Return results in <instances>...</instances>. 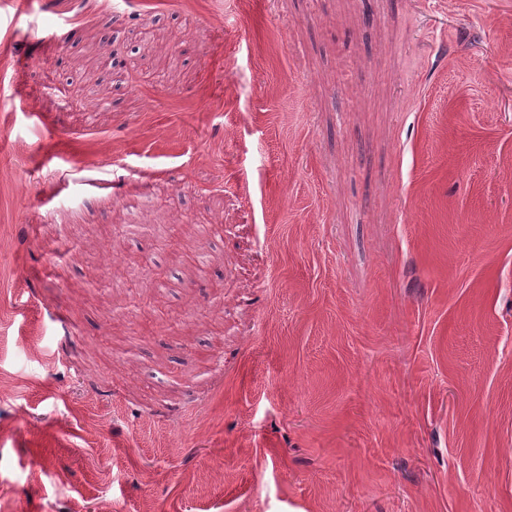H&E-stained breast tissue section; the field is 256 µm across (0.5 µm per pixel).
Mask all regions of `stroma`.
<instances>
[{
    "label": "stroma",
    "mask_w": 512,
    "mask_h": 512,
    "mask_svg": "<svg viewBox=\"0 0 512 512\" xmlns=\"http://www.w3.org/2000/svg\"><path fill=\"white\" fill-rule=\"evenodd\" d=\"M0 0V512H512V0Z\"/></svg>",
    "instance_id": "stroma-1"
}]
</instances>
